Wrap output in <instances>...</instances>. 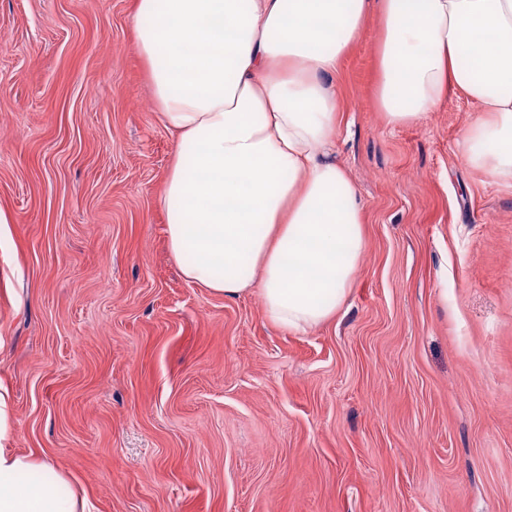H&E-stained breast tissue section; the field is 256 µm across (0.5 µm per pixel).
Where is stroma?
Returning <instances> with one entry per match:
<instances>
[{"mask_svg": "<svg viewBox=\"0 0 512 512\" xmlns=\"http://www.w3.org/2000/svg\"><path fill=\"white\" fill-rule=\"evenodd\" d=\"M133 0H0L5 447L93 512H512V177L460 93L392 128L379 20L341 59L336 157L366 246L303 334L186 280Z\"/></svg>", "mask_w": 512, "mask_h": 512, "instance_id": "35a3bbf8", "label": "stroma"}]
</instances>
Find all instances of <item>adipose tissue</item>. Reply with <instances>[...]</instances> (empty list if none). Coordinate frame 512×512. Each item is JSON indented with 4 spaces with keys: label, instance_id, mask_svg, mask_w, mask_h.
<instances>
[{
    "label": "adipose tissue",
    "instance_id": "obj_1",
    "mask_svg": "<svg viewBox=\"0 0 512 512\" xmlns=\"http://www.w3.org/2000/svg\"><path fill=\"white\" fill-rule=\"evenodd\" d=\"M373 11L387 124L463 92L484 113L464 133L467 160L512 177V0H134L158 117L178 140L160 200L169 250L215 294L258 290L287 331L335 317L365 249L332 85ZM0 512L90 503L53 464L0 448Z\"/></svg>",
    "mask_w": 512,
    "mask_h": 512
}]
</instances>
